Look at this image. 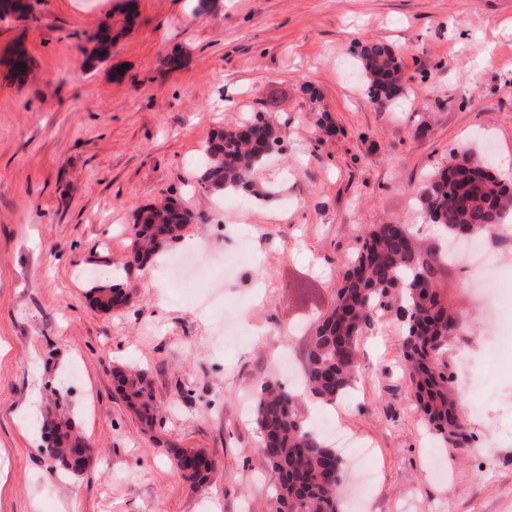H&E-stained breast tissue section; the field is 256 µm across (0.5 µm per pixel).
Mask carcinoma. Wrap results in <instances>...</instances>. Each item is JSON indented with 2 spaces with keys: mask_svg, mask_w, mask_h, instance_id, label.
<instances>
[{
  "mask_svg": "<svg viewBox=\"0 0 512 512\" xmlns=\"http://www.w3.org/2000/svg\"><path fill=\"white\" fill-rule=\"evenodd\" d=\"M27 0H0V18L28 16ZM88 61L107 59L112 30L100 28L89 37ZM355 68L363 75L369 97L393 103L402 88L401 61L380 43L362 45ZM32 61L21 50L10 60V76L19 84L28 80ZM280 124L259 112L254 118L224 128L208 140L206 163L198 184L212 192L240 187L258 197L269 192L253 183V174L268 157L281 150ZM423 219L447 235L459 232L478 239L491 233L512 212V183L495 175L481 159L463 153L433 170L415 194ZM194 215L174 203L151 206L134 223L133 260L144 263L157 252L160 235L176 240ZM450 265L434 242L414 237L408 224H372L350 259L336 289V299L308 337L303 355V391L333 402L344 396L358 378V341L377 309L400 300L405 316L403 356L408 365L416 407L444 446L459 448L466 440V423L458 408V393L448 367L438 356L448 348L451 328L459 317L448 308L440 279ZM129 297L126 287L114 284L90 288V301L99 306L118 304ZM128 408L150 426L157 405L147 372L136 366L113 368ZM300 394L277 381H267L257 396L254 416L262 450L276 483L270 512H341L339 489L346 471L336 449L310 430L299 415ZM49 443L43 451L66 474L81 473L86 462L81 448L85 436L67 416L65 403L55 402L42 425ZM176 473L191 486L210 482L215 461L195 448H172Z\"/></svg>",
  "mask_w": 512,
  "mask_h": 512,
  "instance_id": "carcinoma-1",
  "label": "carcinoma"
}]
</instances>
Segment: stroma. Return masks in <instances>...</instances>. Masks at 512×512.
Wrapping results in <instances>:
<instances>
[{
	"label": "stroma",
	"instance_id": "stroma-1",
	"mask_svg": "<svg viewBox=\"0 0 512 512\" xmlns=\"http://www.w3.org/2000/svg\"><path fill=\"white\" fill-rule=\"evenodd\" d=\"M37 0L33 18L0 19V512H268L275 475L251 410L277 361H302L305 338L333 304L366 228L419 224L414 197L453 153L471 152L512 180V0ZM119 36L83 68L102 22ZM401 59L402 96L373 102L353 71L362 44ZM34 67L15 83L7 60ZM232 93L233 110L224 95ZM286 135L256 179L274 196L214 195L198 185L208 139L258 112ZM336 126L324 137L319 112ZM171 199L195 219L153 268L132 262L141 208ZM248 234L249 254L225 282L244 331L215 337L166 270L186 241L219 264ZM501 256L497 318L448 269L444 294L463 325L441 354L458 379L468 448L441 447L414 408L396 307L359 339L361 374L340 400L305 399L366 445L374 480L351 476L345 512H512V240ZM121 279L129 306L103 313L91 284ZM147 369L161 407L147 429L112 378ZM498 374L486 378L488 366ZM67 391L95 449L82 476L56 473L41 417ZM201 448L216 474L194 489L171 447Z\"/></svg>",
	"mask_w": 512,
	"mask_h": 512
}]
</instances>
